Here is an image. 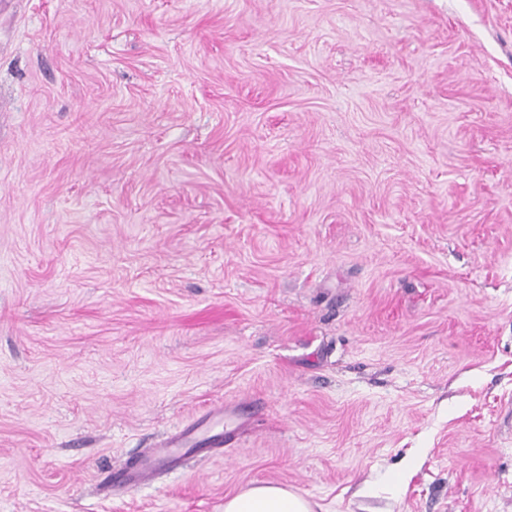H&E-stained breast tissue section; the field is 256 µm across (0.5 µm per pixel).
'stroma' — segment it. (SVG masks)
Segmentation results:
<instances>
[{"label":"stroma","mask_w":512,"mask_h":512,"mask_svg":"<svg viewBox=\"0 0 512 512\" xmlns=\"http://www.w3.org/2000/svg\"><path fill=\"white\" fill-rule=\"evenodd\" d=\"M262 482L512 512V0H0V512ZM258 407L257 403H253L249 409L234 404L214 407L194 424L173 432L158 448H147L130 456L122 467L108 472L105 480L114 488L130 491L145 486L157 473L180 467L187 454L204 450L198 447L201 444L217 446L224 443V431L212 433L214 423L222 421L224 427H232L227 432L231 434L249 426L251 420L255 419L253 416ZM201 435L205 437L200 438Z\"/></svg>","instance_id":"1"}]
</instances>
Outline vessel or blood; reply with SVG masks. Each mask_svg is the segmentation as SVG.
I'll return each mask as SVG.
<instances>
[{
	"label": "vessel or blood",
	"instance_id": "b4317fda",
	"mask_svg": "<svg viewBox=\"0 0 512 512\" xmlns=\"http://www.w3.org/2000/svg\"><path fill=\"white\" fill-rule=\"evenodd\" d=\"M254 414V409L234 404L212 408L194 424L173 432L159 447L130 456L122 467L108 472L105 480L115 488L136 490L147 485L157 473L176 470L186 455L196 452L201 443L222 444L224 435L213 432V424L221 422L238 430L249 426Z\"/></svg>",
	"mask_w": 512,
	"mask_h": 512
}]
</instances>
